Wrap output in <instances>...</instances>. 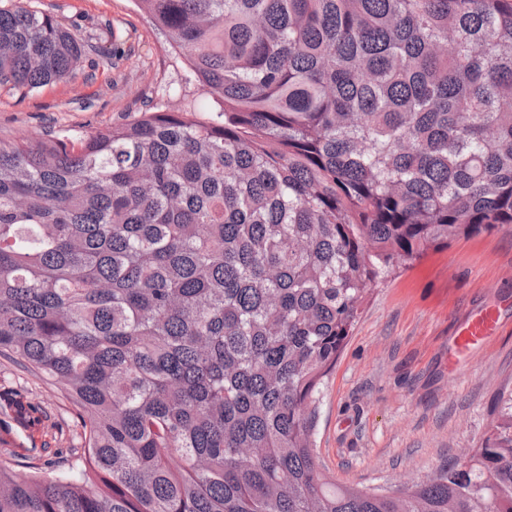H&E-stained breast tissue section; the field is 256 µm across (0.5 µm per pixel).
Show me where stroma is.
<instances>
[{
  "instance_id": "obj_1",
  "label": "stroma",
  "mask_w": 512,
  "mask_h": 512,
  "mask_svg": "<svg viewBox=\"0 0 512 512\" xmlns=\"http://www.w3.org/2000/svg\"><path fill=\"white\" fill-rule=\"evenodd\" d=\"M37 10L89 37L69 80L25 96L0 90V138L27 142L97 128L169 101L182 70L134 0H36ZM115 65H103L104 55ZM497 307L501 330L456 371L448 344L465 316ZM512 389V224L404 263L373 290L316 396L314 453L340 483L382 492L431 476L477 447ZM0 398L24 405L28 427L0 435L68 470L84 414L60 386L0 356Z\"/></svg>"
}]
</instances>
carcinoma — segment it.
Here are the masks:
<instances>
[{"instance_id":"cac0c4a2","label":"carcinoma","mask_w":512,"mask_h":512,"mask_svg":"<svg viewBox=\"0 0 512 512\" xmlns=\"http://www.w3.org/2000/svg\"><path fill=\"white\" fill-rule=\"evenodd\" d=\"M136 2L196 90L0 140V352L88 419L77 476L0 461V512H512V391L391 493L336 483L312 440L382 275L512 224V0ZM84 53L0 7V89Z\"/></svg>"}]
</instances>
